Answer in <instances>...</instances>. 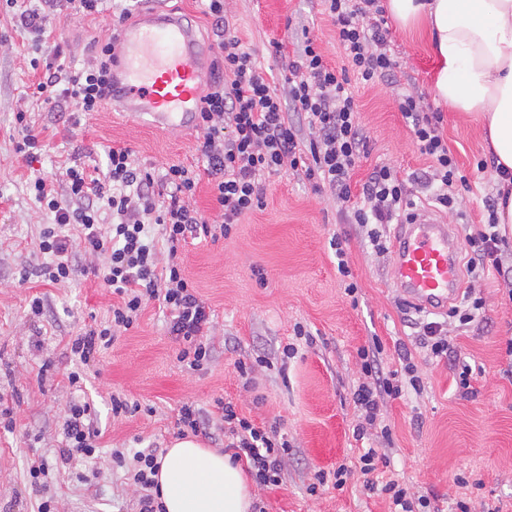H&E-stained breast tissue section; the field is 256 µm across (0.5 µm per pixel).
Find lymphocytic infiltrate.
Returning a JSON list of instances; mask_svg holds the SVG:
<instances>
[{
    "instance_id": "obj_1",
    "label": "lymphocytic infiltrate",
    "mask_w": 512,
    "mask_h": 512,
    "mask_svg": "<svg viewBox=\"0 0 512 512\" xmlns=\"http://www.w3.org/2000/svg\"><path fill=\"white\" fill-rule=\"evenodd\" d=\"M199 2L218 37L219 67L198 114L201 171L177 164L158 171L141 164L130 149L113 147L107 152L105 171L67 168L65 195H58L44 177L29 182L35 200L53 218L38 244L47 257L40 276L54 284L75 277L79 261L74 247L79 244L94 258L93 271L114 298L104 322L86 327L68 343L72 358L83 364L130 330L153 300L163 308L167 333L179 345L176 359L181 367L198 371L209 362L212 350L207 338L214 314L187 278L181 253L197 239L230 237L240 220L260 207L268 175L289 170L315 191L329 192L340 203L341 216L358 225L378 253L387 250L385 226L414 211L405 181L389 166L373 168L361 187L353 185L355 168L368 153L369 138L351 82L385 81L394 77L396 69L387 50L389 27L380 0H325L345 65L330 64L314 38H305L293 53L279 42L275 52L282 64L274 84L259 71L251 51L231 28L224 0ZM114 49L110 42L95 45L91 58L78 69L56 65L62 54L58 46L45 59H32V67L45 69L34 87L35 96L62 110L98 111L112 98ZM398 110L421 154L432 160L430 181L436 186L437 202L454 208L457 190L469 188L470 183L460 174L443 137L442 113L425 111L419 96L412 93L399 96ZM203 178L219 210L214 217L194 204ZM152 225L158 226V237L150 236ZM466 240L471 276L504 275L506 239L495 221L478 225ZM381 352L377 341L358 351L365 376L353 393L361 413L354 428L359 440L375 428L382 438H389V429L377 426L384 400L399 398L404 387L417 391L423 385L406 348L397 350L403 363L399 372L380 371ZM216 406V419L211 422L194 405L183 404L176 422L180 434L204 436L209 427H216L233 461H246L258 485L281 484L283 461L290 450L287 437L240 415L232 402L220 400ZM63 433L61 465L93 457L100 435L94 406L71 404ZM162 457L156 445L130 458L118 450L112 454L113 463L126 468L129 481L140 491L138 512H165L155 494ZM384 457L381 449H366L354 467L315 471L307 490L314 495L328 485L343 489L356 471L367 491L389 500L392 512H439L434 499L417 494L405 482L380 480L377 470Z\"/></svg>"
}]
</instances>
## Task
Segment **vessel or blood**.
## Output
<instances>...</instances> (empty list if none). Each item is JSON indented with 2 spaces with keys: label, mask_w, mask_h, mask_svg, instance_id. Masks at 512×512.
<instances>
[{
  "label": "vessel or blood",
  "mask_w": 512,
  "mask_h": 512,
  "mask_svg": "<svg viewBox=\"0 0 512 512\" xmlns=\"http://www.w3.org/2000/svg\"><path fill=\"white\" fill-rule=\"evenodd\" d=\"M113 101L136 121L165 124L178 118L182 129L196 122L198 77L209 47L182 18L159 9L142 12L115 34ZM394 285L410 304L444 312L463 290L461 251L451 225L421 212L415 223L398 225L393 241Z\"/></svg>",
  "instance_id": "1"
}]
</instances>
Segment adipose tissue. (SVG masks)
Instances as JSON below:
<instances>
[{
	"mask_svg": "<svg viewBox=\"0 0 512 512\" xmlns=\"http://www.w3.org/2000/svg\"><path fill=\"white\" fill-rule=\"evenodd\" d=\"M393 19L430 40L439 104L482 121L485 144L506 170L496 207L512 239V0H388ZM157 481L166 512H251V481L240 464L194 438L177 439Z\"/></svg>",
	"mask_w": 512,
	"mask_h": 512,
	"instance_id": "ef3b65f1",
	"label": "adipose tissue"
}]
</instances>
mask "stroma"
Wrapping results in <instances>:
<instances>
[{"mask_svg":"<svg viewBox=\"0 0 512 512\" xmlns=\"http://www.w3.org/2000/svg\"><path fill=\"white\" fill-rule=\"evenodd\" d=\"M156 1L192 26L201 43L215 42L196 0H138L134 14ZM35 5L36 0L0 5V404L12 408L16 420L14 431L0 428V512H37L48 498L56 499L58 512H137L139 492L124 469L113 467L112 450L130 456L152 444L168 448L178 436L183 403L209 411L220 398L256 424L276 426L292 445L282 485L254 489L264 512H390L387 499L364 491L355 476L340 490L307 491L314 471L350 463L360 448L370 446L386 449L384 477H401L419 493L436 496L441 512H455L460 499L471 512L495 505L512 512V357L506 353L512 339V283L495 275L466 279L484 309L464 326L449 320L453 353L432 358L417 336L421 312L393 284L391 253L374 252L358 225L338 223L332 199L315 194L289 172L267 178L262 206L248 213L230 238L197 240L182 252L187 277L215 314L212 358L203 370L181 368L178 345L154 302L133 328L84 366L82 391L69 387L67 343L84 326L106 319L112 295L90 274L61 285L39 276L45 257L37 242L51 218L29 193V180L44 174L63 190L66 168L104 166L112 147L129 148L142 164L156 168L194 167L198 134L171 124L134 123L109 102L68 121L27 96L40 73L31 66L34 36L18 16ZM225 8L263 71L280 67L272 42L292 49L307 35L316 38L331 63L342 61L323 0H226ZM117 21L109 9L82 16L61 8L53 23V38L63 48L61 64L81 65L96 42L108 41ZM389 30L388 51L401 84H355L370 143L353 180L363 182L375 166L390 165L407 178L410 198L427 208L431 202L421 180L430 161L417 149L395 98L405 87L417 93L424 108L439 109L431 92L434 57L423 34L394 23ZM19 111L44 140V153L33 164L15 151ZM441 111L448 146L471 182L470 190H459L454 210L441 215L461 241L465 224L487 222L484 200L497 198L498 183L476 168L488 157L481 123L461 112ZM336 235L344 240L358 286L353 297L344 291L329 245ZM36 297L44 304L40 316L30 312ZM298 323L313 341L299 343L297 355L282 362L281 348L293 341ZM375 338L382 344L384 370L399 368L395 348L401 345L423 381L421 391L409 388L384 402L379 423L391 430L387 446L375 436L361 441L353 436L359 413L352 394L364 380L358 350ZM241 360L254 363L250 378L239 376ZM465 366L472 370L468 394L456 384ZM115 392L138 402L140 411L113 419ZM77 399L96 410L97 458L73 461L51 471L42 486H32L30 461L40 457L56 463L63 416ZM460 476L466 486L457 484Z\"/></svg>","mask_w":512,"mask_h":512,"instance_id":"obj_1","label":"stroma"}]
</instances>
